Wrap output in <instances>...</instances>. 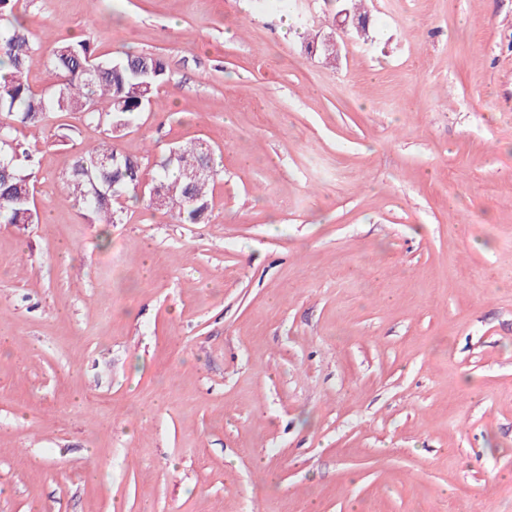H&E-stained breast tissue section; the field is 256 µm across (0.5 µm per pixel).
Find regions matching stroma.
I'll list each match as a JSON object with an SVG mask.
<instances>
[{
	"instance_id": "stroma-1",
	"label": "stroma",
	"mask_w": 512,
	"mask_h": 512,
	"mask_svg": "<svg viewBox=\"0 0 512 512\" xmlns=\"http://www.w3.org/2000/svg\"><path fill=\"white\" fill-rule=\"evenodd\" d=\"M15 0L55 41L154 54L117 139L143 183L207 139L204 223L59 177L102 127L16 138L0 224V512H512V0Z\"/></svg>"
}]
</instances>
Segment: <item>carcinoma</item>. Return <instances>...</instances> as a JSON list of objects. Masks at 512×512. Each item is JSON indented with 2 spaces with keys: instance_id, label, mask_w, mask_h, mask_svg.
I'll return each instance as SVG.
<instances>
[{
  "instance_id": "1",
  "label": "carcinoma",
  "mask_w": 512,
  "mask_h": 512,
  "mask_svg": "<svg viewBox=\"0 0 512 512\" xmlns=\"http://www.w3.org/2000/svg\"><path fill=\"white\" fill-rule=\"evenodd\" d=\"M37 51L36 41L18 18L0 24V64L7 68L0 77V224L39 223L29 200L34 172L20 161L15 133L19 125L43 126L58 112H78L105 132L104 140L78 152L71 169L62 175L64 194L84 204L94 223L117 224L122 211L114 204L137 194L141 180L139 163L122 154L112 140L152 102L165 80L167 64L160 56L129 52L102 59L89 43L63 39L55 43L49 58L60 83L45 94L35 92L25 77ZM90 58L98 69H87ZM172 152L176 159H164L153 181L166 201L162 211L181 224H199L209 207L214 178L192 182L185 171L214 165L213 148L202 139L176 145ZM189 195L195 204L185 203Z\"/></svg>"
}]
</instances>
